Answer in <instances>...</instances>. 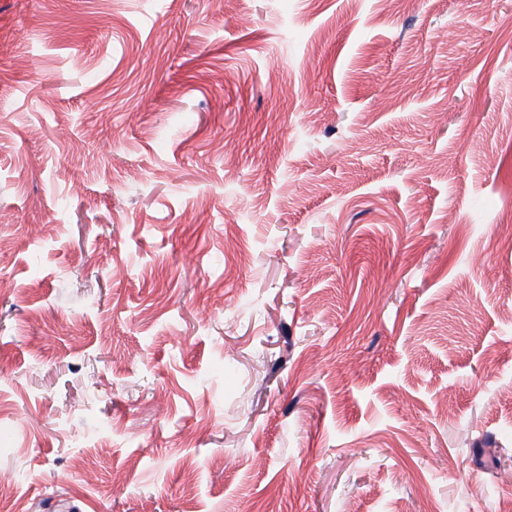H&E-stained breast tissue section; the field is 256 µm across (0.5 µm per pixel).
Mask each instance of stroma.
I'll list each match as a JSON object with an SVG mask.
<instances>
[{
	"instance_id": "35a3bbf8",
	"label": "stroma",
	"mask_w": 512,
	"mask_h": 512,
	"mask_svg": "<svg viewBox=\"0 0 512 512\" xmlns=\"http://www.w3.org/2000/svg\"><path fill=\"white\" fill-rule=\"evenodd\" d=\"M507 212L512 0H0V512H512Z\"/></svg>"
}]
</instances>
